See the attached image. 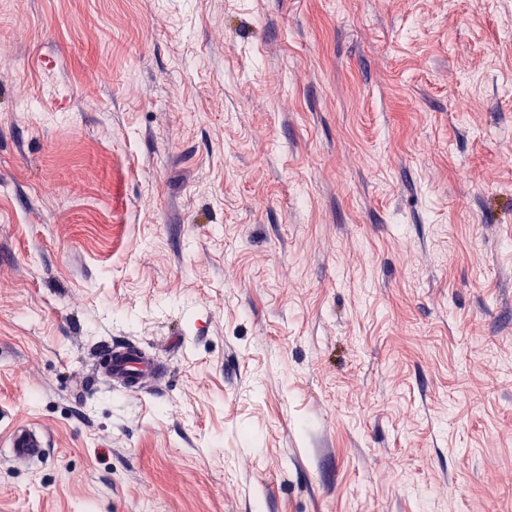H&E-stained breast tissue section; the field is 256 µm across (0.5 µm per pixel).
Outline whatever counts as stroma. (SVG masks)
Here are the masks:
<instances>
[{
  "label": "stroma",
  "instance_id": "obj_1",
  "mask_svg": "<svg viewBox=\"0 0 512 512\" xmlns=\"http://www.w3.org/2000/svg\"><path fill=\"white\" fill-rule=\"evenodd\" d=\"M13 420L0 512H512V0H0ZM101 358L112 382L128 393L145 389L146 379L155 371V360L141 348L112 343L101 351ZM3 442L14 461L24 465L41 462L48 455L46 433L31 423L12 421Z\"/></svg>",
  "mask_w": 512,
  "mask_h": 512
}]
</instances>
